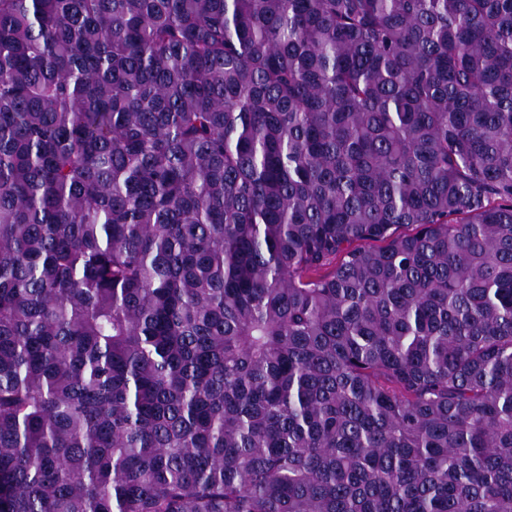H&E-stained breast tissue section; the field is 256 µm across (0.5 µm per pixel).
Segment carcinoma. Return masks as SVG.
<instances>
[{"label":"carcinoma","instance_id":"carcinoma-1","mask_svg":"<svg viewBox=\"0 0 512 512\" xmlns=\"http://www.w3.org/2000/svg\"><path fill=\"white\" fill-rule=\"evenodd\" d=\"M0 512H512V0H0Z\"/></svg>","mask_w":512,"mask_h":512}]
</instances>
